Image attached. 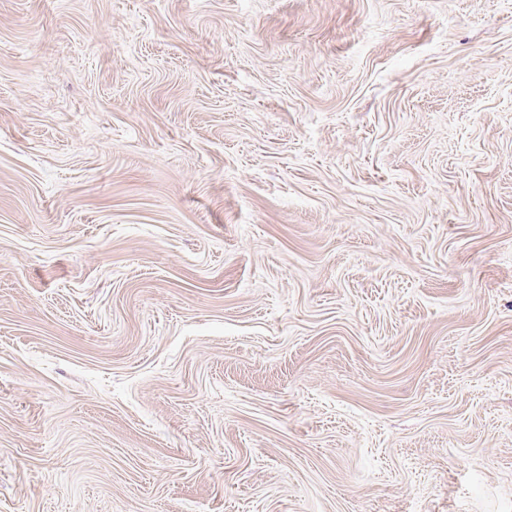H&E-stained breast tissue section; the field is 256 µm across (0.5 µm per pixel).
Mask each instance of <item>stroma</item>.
I'll use <instances>...</instances> for the list:
<instances>
[{
	"label": "stroma",
	"mask_w": 512,
	"mask_h": 512,
	"mask_svg": "<svg viewBox=\"0 0 512 512\" xmlns=\"http://www.w3.org/2000/svg\"><path fill=\"white\" fill-rule=\"evenodd\" d=\"M0 512H512V0H0Z\"/></svg>",
	"instance_id": "stroma-1"
}]
</instances>
